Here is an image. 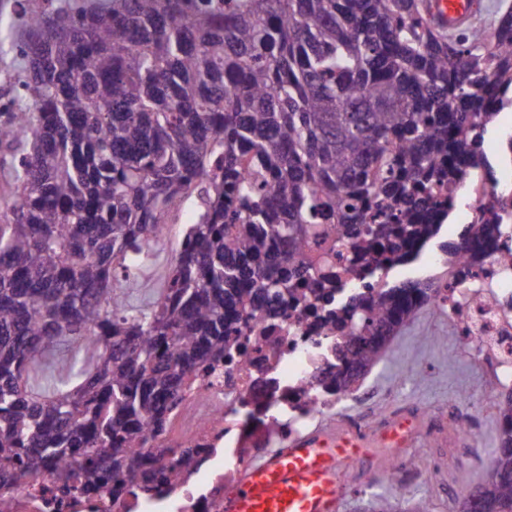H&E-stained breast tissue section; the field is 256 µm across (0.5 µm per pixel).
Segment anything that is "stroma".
<instances>
[{
	"label": "stroma",
	"mask_w": 512,
	"mask_h": 512,
	"mask_svg": "<svg viewBox=\"0 0 512 512\" xmlns=\"http://www.w3.org/2000/svg\"><path fill=\"white\" fill-rule=\"evenodd\" d=\"M41 0H0V99L19 93L21 69L17 44L27 13L41 8ZM199 198L188 199L169 219L166 240L156 246L151 259L125 282L128 301L140 306L156 298L166 267L180 240L196 220ZM376 397L370 403H346L339 420L360 411L380 412L405 408L425 409L445 416L449 426L466 422L474 406L483 413L472 446V462L460 464L443 459L437 443L419 439L402 462L418 472L419 482L405 485L387 474H375L363 484L350 486L340 512H358L367 502L385 497L401 507L423 499L429 512H453L458 499L473 491L479 478L489 472L499 428L498 403L503 392L490 381L483 366L459 349V340L447 314L421 311L391 340L380 361L365 377Z\"/></svg>",
	"instance_id": "stroma-1"
}]
</instances>
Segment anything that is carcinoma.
<instances>
[{
  "instance_id": "cac0c4a2",
  "label": "carcinoma",
  "mask_w": 512,
  "mask_h": 512,
  "mask_svg": "<svg viewBox=\"0 0 512 512\" xmlns=\"http://www.w3.org/2000/svg\"><path fill=\"white\" fill-rule=\"evenodd\" d=\"M512 8L492 33L450 36L426 0H65L27 14L0 220V481L53 470L61 488L176 482L137 449L183 395L240 351L249 307L277 310L318 225L367 228L380 250L433 237L429 189L474 163L512 89ZM201 210L159 297L135 309L122 280L186 199ZM499 224L440 245L452 283ZM468 253L462 262L458 255ZM408 281L350 297L322 374L343 392L440 291ZM76 341L78 381L34 394L33 367ZM488 478L457 512H512V392Z\"/></svg>"
}]
</instances>
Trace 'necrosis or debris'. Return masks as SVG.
Listing matches in <instances>:
<instances>
[{"mask_svg":"<svg viewBox=\"0 0 512 512\" xmlns=\"http://www.w3.org/2000/svg\"><path fill=\"white\" fill-rule=\"evenodd\" d=\"M449 211L464 225L499 215L503 230L471 277L427 306L454 316L463 351L488 368L494 383L512 381V268L504 262L512 255V163L462 169ZM425 247L419 239L405 252L384 253L383 270L374 274L365 271L367 255L343 247L341 259L322 271L325 283L343 287L331 310H324L321 290L307 287L300 300L284 298L279 314L248 308L238 333L243 355L187 394L167 434L139 450L144 459L161 454L175 464L194 449V464L177 483L151 492L131 484L117 494L81 487L61 500L47 471L0 486V512H220L225 492L269 449L316 432L345 402L372 398L369 387L339 394L319 380L318 369L334 359L337 327L328 313L341 311L349 295L376 297L383 271L420 257Z\"/></svg>","mask_w":512,"mask_h":512,"instance_id":"4bbe7bcc","label":"necrosis or debris"}]
</instances>
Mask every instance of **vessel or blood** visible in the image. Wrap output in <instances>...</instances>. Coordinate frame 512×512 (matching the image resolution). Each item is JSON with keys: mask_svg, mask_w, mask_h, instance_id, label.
<instances>
[{"mask_svg": "<svg viewBox=\"0 0 512 512\" xmlns=\"http://www.w3.org/2000/svg\"><path fill=\"white\" fill-rule=\"evenodd\" d=\"M429 12L451 31L475 19L470 0H431ZM373 446L365 436L324 433L277 448L225 493L223 512H338L345 468Z\"/></svg>", "mask_w": 512, "mask_h": 512, "instance_id": "obj_1", "label": "vessel or blood"}]
</instances>
